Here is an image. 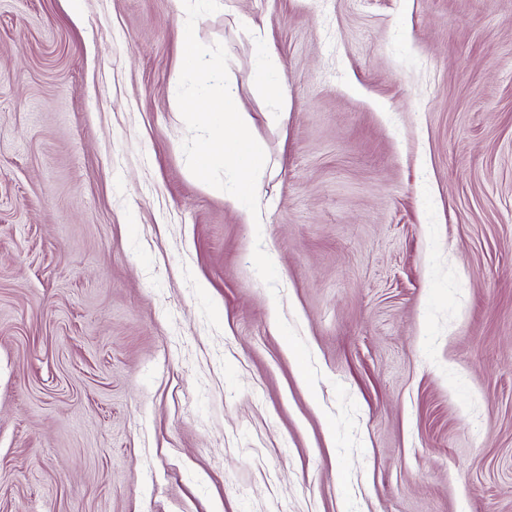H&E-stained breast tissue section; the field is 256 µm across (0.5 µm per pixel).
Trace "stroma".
I'll use <instances>...</instances> for the list:
<instances>
[{
    "instance_id": "35a3bbf8",
    "label": "stroma",
    "mask_w": 512,
    "mask_h": 512,
    "mask_svg": "<svg viewBox=\"0 0 512 512\" xmlns=\"http://www.w3.org/2000/svg\"><path fill=\"white\" fill-rule=\"evenodd\" d=\"M224 2L258 228L182 0H0V512H512V0Z\"/></svg>"
}]
</instances>
